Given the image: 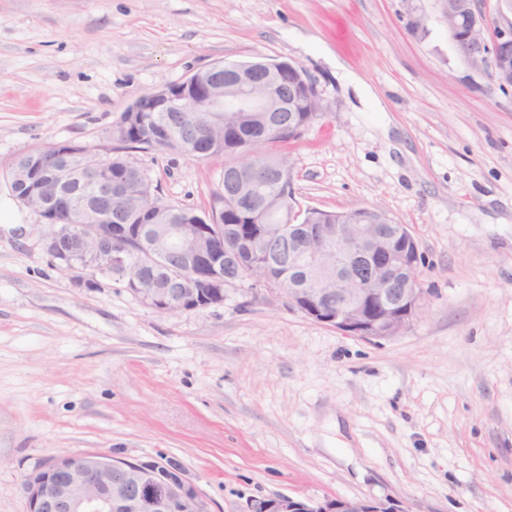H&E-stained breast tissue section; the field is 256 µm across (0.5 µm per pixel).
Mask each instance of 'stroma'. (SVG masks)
<instances>
[{
	"mask_svg": "<svg viewBox=\"0 0 512 512\" xmlns=\"http://www.w3.org/2000/svg\"><path fill=\"white\" fill-rule=\"evenodd\" d=\"M0 0V512L57 454L174 458L214 512L277 495L512 512V88L468 65L439 0ZM305 68L324 118L275 145L298 209L408 225L425 306L378 342L279 294L162 314L78 282L12 197L21 155L105 153L122 112L217 61ZM159 196L209 209L225 157L133 150Z\"/></svg>",
	"mask_w": 512,
	"mask_h": 512,
	"instance_id": "35a3bbf8",
	"label": "stroma"
}]
</instances>
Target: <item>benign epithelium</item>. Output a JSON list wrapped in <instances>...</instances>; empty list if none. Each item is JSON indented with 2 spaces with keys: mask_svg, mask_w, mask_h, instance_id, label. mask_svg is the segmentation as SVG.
<instances>
[{
  "mask_svg": "<svg viewBox=\"0 0 512 512\" xmlns=\"http://www.w3.org/2000/svg\"><path fill=\"white\" fill-rule=\"evenodd\" d=\"M407 3L409 27L427 26V16ZM448 36L468 64L500 86H512V5L500 0L497 17L487 16L477 0H441ZM494 30L492 40L484 33ZM321 100L305 69L293 62L266 58L216 62L178 82L160 85L127 108L122 137L145 138L152 127L146 112H175L182 131L201 149L224 138L228 122L248 128L233 154L249 161L224 167L232 205L253 200L258 168L282 165L262 154L260 144L292 131L306 98ZM90 154L70 141L52 145L46 160L37 152L22 157L10 175L14 193L45 226L43 247L52 256L76 258L70 269L87 268L119 283L132 284L134 295L159 313L195 312L224 304L199 287L206 279L221 286L246 281L257 289L276 290L288 307L304 317L364 339L400 335L421 309L423 258L405 224L383 222L372 208L346 213L339 224H302L301 212L285 196L262 199L277 224H264L252 248L262 253L270 276L243 264L237 246H219L212 224H163L153 209L154 196L139 186L128 202L126 177L92 174ZM124 220L112 225V209ZM167 272L166 287L150 277L156 262ZM26 512H213L212 503L183 471L155 459H124L104 453L52 456L23 478ZM250 512H404L393 500L329 498L314 501L277 495L255 501Z\"/></svg>",
  "mask_w": 512,
  "mask_h": 512,
  "instance_id": "obj_1",
  "label": "benign epithelium"
}]
</instances>
